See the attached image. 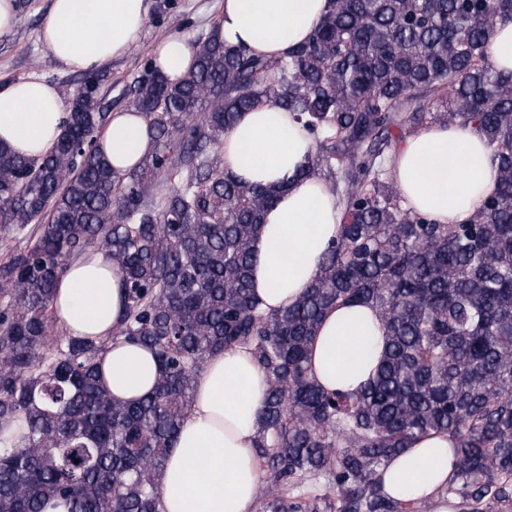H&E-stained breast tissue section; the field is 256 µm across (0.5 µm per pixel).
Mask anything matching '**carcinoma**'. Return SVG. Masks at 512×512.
<instances>
[{
  "label": "carcinoma",
  "mask_w": 512,
  "mask_h": 512,
  "mask_svg": "<svg viewBox=\"0 0 512 512\" xmlns=\"http://www.w3.org/2000/svg\"><path fill=\"white\" fill-rule=\"evenodd\" d=\"M512 0H330L311 37L280 57L197 41L170 82L148 64L131 89L156 148L120 175L97 136V86L65 93L54 149L0 144V512H158L157 476L210 355L252 348L268 381L255 442L260 512H431L381 475L420 437L453 443L445 494L470 512L512 506V73L489 63ZM262 103L291 113L316 148L299 169L341 207L339 237L291 307L252 292L254 239L279 190L224 172V132ZM473 122L494 149L497 191L467 224L405 206L385 167L392 129ZM105 249L126 309L112 338L152 349V394L114 401L98 380L106 343L55 332L68 262ZM385 325L376 375L329 392L309 346L339 304ZM26 424L22 443L4 428ZM324 479L338 492L312 495Z\"/></svg>",
  "instance_id": "obj_1"
}]
</instances>
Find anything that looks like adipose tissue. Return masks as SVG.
I'll return each instance as SVG.
<instances>
[{
    "instance_id": "1",
    "label": "adipose tissue",
    "mask_w": 512,
    "mask_h": 512,
    "mask_svg": "<svg viewBox=\"0 0 512 512\" xmlns=\"http://www.w3.org/2000/svg\"><path fill=\"white\" fill-rule=\"evenodd\" d=\"M149 9L150 0H51L39 38L65 68L93 72L139 41ZM328 9V0H223L214 32L226 43L281 56L308 39ZM195 53L194 41L175 33L154 46L152 62L177 81L192 67ZM65 119L57 88L44 79L0 86V143L16 153L42 158ZM99 143L120 174L155 149L147 120L129 110L112 114ZM313 148L291 114L270 103L240 113L224 134L225 170L247 183L288 186L254 240L252 288L270 312L298 301L340 232L335 196L320 180L298 174ZM392 177L407 207L437 224L466 222L496 190L493 149L471 122L436 124L409 136L395 153ZM53 310L70 336L110 338L125 302L122 274L105 251L65 266ZM383 334L370 306L330 309L310 351L318 384L328 391H353L368 382L378 366ZM99 376L113 399L139 401L152 393L159 365L150 348L113 340L101 357ZM266 391V376L251 348L239 346L207 359L168 451L159 512H254L260 481L254 441ZM453 463L447 436H424L393 459L382 475L384 490L393 499L428 500L434 512H449L442 490Z\"/></svg>"
}]
</instances>
